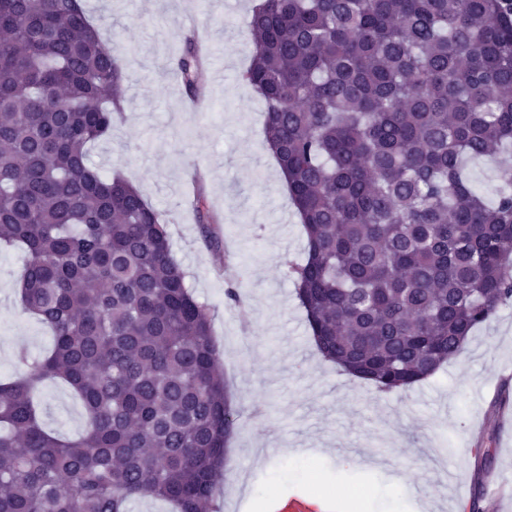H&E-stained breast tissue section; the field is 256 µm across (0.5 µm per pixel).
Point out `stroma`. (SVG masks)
Returning a JSON list of instances; mask_svg holds the SVG:
<instances>
[{
  "label": "stroma",
  "instance_id": "35a3bbf8",
  "mask_svg": "<svg viewBox=\"0 0 512 512\" xmlns=\"http://www.w3.org/2000/svg\"><path fill=\"white\" fill-rule=\"evenodd\" d=\"M126 75L121 124L96 143L91 165L118 174L169 219L175 258L195 295L214 311L213 337L232 404L239 412L219 512H279L301 503L313 512H417L404 480L430 483L439 469L455 475L431 492L430 512H470L478 467L511 493L482 498V512H512V422L499 418L512 397V302L476 328L466 351L434 375L394 392L339 372L319 353L283 262L304 258L306 235L277 165L263 144V104L240 75L252 47L246 19L255 0H86ZM209 25L229 61L207 77L215 112H183V90L170 84L183 44L182 21ZM206 172V195L221 218L223 250L201 240L180 186L191 166ZM24 261L0 249V379L18 370L15 356L39 357L49 331L26 314L17 295ZM237 287L239 301L224 291ZM46 429L81 434L86 413L64 384L40 391Z\"/></svg>",
  "mask_w": 512,
  "mask_h": 512
}]
</instances>
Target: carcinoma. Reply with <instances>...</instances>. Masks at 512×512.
Instances as JSON below:
<instances>
[{"label": "carcinoma", "instance_id": "carcinoma-1", "mask_svg": "<svg viewBox=\"0 0 512 512\" xmlns=\"http://www.w3.org/2000/svg\"><path fill=\"white\" fill-rule=\"evenodd\" d=\"M241 78L307 237L291 268L326 359L382 392L459 357L512 300V189L487 204L466 158L512 160V11L504 0H258ZM203 96L195 35L172 59ZM124 73L83 0H0V245L19 247L41 359L0 382V512H213L235 409L211 312L164 212L89 163L123 118ZM195 174L206 246L218 218ZM59 379L86 432H47Z\"/></svg>", "mask_w": 512, "mask_h": 512}]
</instances>
